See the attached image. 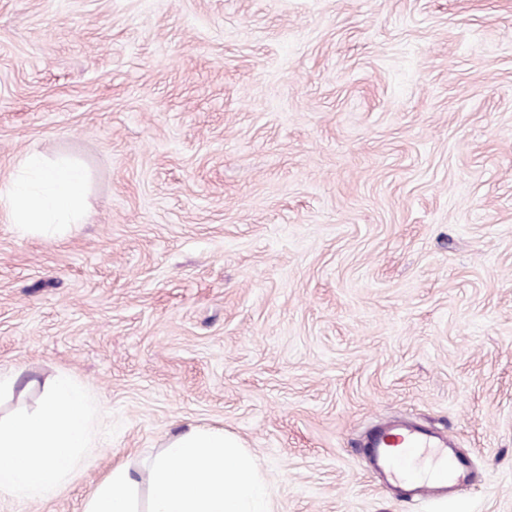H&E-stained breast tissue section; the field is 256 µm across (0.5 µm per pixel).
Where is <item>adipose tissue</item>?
Returning a JSON list of instances; mask_svg holds the SVG:
<instances>
[{
	"mask_svg": "<svg viewBox=\"0 0 512 512\" xmlns=\"http://www.w3.org/2000/svg\"><path fill=\"white\" fill-rule=\"evenodd\" d=\"M85 180L78 164L66 158L50 164L32 149L0 184V206L22 233L53 236L82 221ZM90 445L85 395L58 381L37 411L0 422V497L55 493ZM149 486L148 512H274L252 457L217 428L191 427L171 437L150 467ZM136 488L133 471L116 466L87 512H138Z\"/></svg>",
	"mask_w": 512,
	"mask_h": 512,
	"instance_id": "adipose-tissue-1",
	"label": "adipose tissue"
}]
</instances>
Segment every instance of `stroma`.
I'll use <instances>...</instances> for the list:
<instances>
[{
  "instance_id": "35a3bbf8",
  "label": "stroma",
  "mask_w": 512,
  "mask_h": 512,
  "mask_svg": "<svg viewBox=\"0 0 512 512\" xmlns=\"http://www.w3.org/2000/svg\"><path fill=\"white\" fill-rule=\"evenodd\" d=\"M31 149L89 219L0 215V420L67 378L94 445L0 512H87L189 425L274 512H512V0H0V182ZM397 419L473 480L396 497ZM363 448L369 462L388 484L403 485L391 461L395 448H404L407 455L419 453L421 458L431 457L434 462H443L445 478L406 485L410 497L450 498L465 483L466 475L454 455L451 437L432 429L409 422L381 425L368 435Z\"/></svg>"
}]
</instances>
